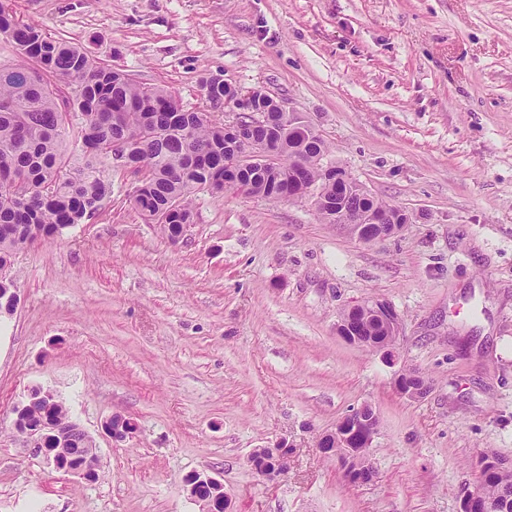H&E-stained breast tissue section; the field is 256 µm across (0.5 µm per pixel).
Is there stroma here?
Listing matches in <instances>:
<instances>
[{"label": "stroma", "instance_id": "stroma-1", "mask_svg": "<svg viewBox=\"0 0 512 512\" xmlns=\"http://www.w3.org/2000/svg\"><path fill=\"white\" fill-rule=\"evenodd\" d=\"M51 37L202 106L221 75L303 114L343 167L412 216L366 245L307 200L192 196L170 243L112 166L89 221L20 251L0 318V512H200L185 475L224 479L231 512H459L491 451L512 459V0H0ZM369 299L395 350L336 333ZM431 381L418 401L396 377ZM57 393L95 440V480L56 472L13 428L28 390ZM370 404L373 480L316 448ZM114 414L138 430L116 444ZM293 445L269 480L248 454ZM348 314H355L359 318L351 320ZM369 324L376 326L384 334L382 341L374 344L373 349L380 352L386 360L393 362L396 357L393 342L395 336L399 335L400 318L390 303L373 299L350 307L341 315L337 333L350 344L366 347L370 341L362 336L364 328Z\"/></svg>", "mask_w": 512, "mask_h": 512}]
</instances>
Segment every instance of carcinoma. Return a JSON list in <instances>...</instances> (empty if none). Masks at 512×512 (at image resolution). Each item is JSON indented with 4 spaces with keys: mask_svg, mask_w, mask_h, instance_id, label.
<instances>
[{
    "mask_svg": "<svg viewBox=\"0 0 512 512\" xmlns=\"http://www.w3.org/2000/svg\"><path fill=\"white\" fill-rule=\"evenodd\" d=\"M17 63L0 67V269L40 236L93 218L112 194L104 162L124 145L140 174L134 206L162 235L176 239L192 223L191 196L200 189L276 201L303 179L331 199L336 182L322 161L329 147L314 132L288 129L281 112L265 113L245 136L258 146L253 162L237 159L236 138L215 114L224 112V84L201 82L204 105L186 110L164 87L139 83L64 38L0 5V36ZM80 118V143L69 147L63 105ZM375 209L396 207L374 196H353L335 215L319 207L325 224ZM500 512H512V470L502 469L480 486Z\"/></svg>",
    "mask_w": 512,
    "mask_h": 512,
    "instance_id": "cac0c4a2",
    "label": "carcinoma"
}]
</instances>
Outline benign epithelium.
<instances>
[{
  "label": "benign epithelium",
  "mask_w": 512,
  "mask_h": 512,
  "mask_svg": "<svg viewBox=\"0 0 512 512\" xmlns=\"http://www.w3.org/2000/svg\"><path fill=\"white\" fill-rule=\"evenodd\" d=\"M255 98L264 99L279 111H284L283 105L276 98L262 90H252L246 94L236 92L235 103L231 104L234 118L224 121V126L238 130L244 119L250 122L261 120L262 113L250 107V102ZM336 185L338 209L345 208L354 191L360 195L369 194L362 183H352V177L346 172H336ZM410 221L409 213L404 210L380 216L371 214L365 223L350 225V230L358 240L376 244L400 232ZM369 324L383 333L382 341L374 344L375 351L389 361L395 360L393 342L395 336L399 335L400 318L388 302L373 299L345 310L338 321L337 333L350 344L366 346L369 341L363 339L364 327ZM62 407L64 404L53 392L35 387L14 409V430L26 439L29 447L42 453L47 464L54 470L91 481L98 467V448L93 437L76 421L57 413ZM377 426V413L366 404L337 421L331 431L319 438V442L328 448L325 455L336 458L344 467L347 477L351 478L354 471L350 465L356 462L359 449L371 447ZM103 429L112 442L122 443L133 437L137 426L132 420L115 414L104 421ZM75 443L81 444L82 454L78 464L72 466L69 456ZM256 454L264 457L267 462L262 476L273 479L288 469L292 445L282 439L272 446L257 448L247 458L248 463H253L252 456ZM184 490L192 500L200 504L202 512H228L229 498L224 491L223 480L207 472L194 471L184 478ZM485 509L487 506L478 501L475 491L469 490L462 496L460 512H483Z\"/></svg>",
  "instance_id": "benign-epithelium-1"
}]
</instances>
